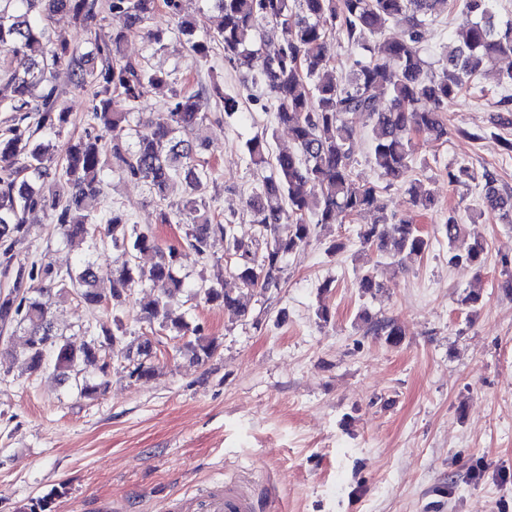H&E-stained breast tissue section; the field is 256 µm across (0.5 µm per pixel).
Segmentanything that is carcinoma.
Here are the masks:
<instances>
[{"label":"carcinoma","instance_id":"carcinoma-1","mask_svg":"<svg viewBox=\"0 0 512 512\" xmlns=\"http://www.w3.org/2000/svg\"><path fill=\"white\" fill-rule=\"evenodd\" d=\"M459 1V45L437 74L423 58L424 27L441 5ZM213 2L220 13L225 57L261 78L276 121L288 127L294 141V149L276 155L265 134L245 145L252 165L271 168L246 201L264 240L261 250L237 236L234 215L218 218L201 197L208 172L198 167L196 148L184 139L204 119L199 112L201 92L170 88L168 111L162 113L160 122L135 132L129 124L130 115L148 96L169 88L166 76L122 55L130 34L150 35L147 23L159 4L180 18L178 31L196 55L208 57V40L197 34L191 20L181 16L182 0H110V10L122 19V25L95 40L93 55L102 63L99 69L86 66L69 40L49 26L59 12L68 14L77 27L89 25L97 15L98 0H0V78L6 77L10 85L7 109L14 113L13 123L0 129V244L4 246L0 254L5 269L14 271V287L28 282L21 295L0 294V325L23 331L31 371L50 367L62 378H72L83 397L92 398L107 386L108 364L102 352L125 336L121 313L127 291L136 281L146 287L139 301L141 320L175 338L192 333L194 339L184 341L181 351L193 361L209 358L215 350L213 341L202 335V327L169 320L170 306L185 288L174 273L179 248H161L151 225L132 224L119 209L112 210L101 226L82 210L84 198L102 193L106 171L114 169L145 181L161 201L181 190L177 209L192 215L183 238L185 246L203 257L210 239L223 237L238 279L247 289L280 288L284 259L336 223L340 213L359 219L378 212L372 223L360 225V244L392 258L420 256L430 241L414 218L387 214L377 204V188L356 179L353 119L366 115L371 120L372 159L387 184L405 186L414 211H431L435 208L431 193L408 180L414 137L421 134L434 143L447 141L448 103L469 88L478 74L493 69L499 57L512 54V20L497 19L495 0ZM268 22L280 25L284 38L277 45L257 49L260 27ZM391 23L405 27V38H385ZM335 33L368 52L365 59L353 63L350 77L333 76L329 39ZM62 65L73 88L96 87L92 112L102 134L69 140L59 174L53 169L52 143H34L32 138L42 131L58 135L67 123L66 113L59 108L56 83ZM447 177L452 187L484 181L486 211L512 223V195L496 186L491 172L479 175L463 165L448 170ZM285 205L288 233L281 235L276 225ZM35 208L54 213L63 238H93L101 232L123 256L110 273L112 322L79 343L54 332L50 298L74 293L86 305L101 304L104 297L96 289L94 265L87 261L76 273L56 270L49 263L11 267L14 249L26 234L24 214ZM444 228L449 262L481 270L484 243L465 240L462 224L451 213ZM147 252L155 253L157 261L145 270L138 259ZM196 288L206 302L224 308L228 319L246 316V305L239 296L224 291L221 278H203ZM356 288L364 296L382 292L386 285L367 271L358 276ZM373 327L391 345L402 340L403 329L393 320L377 321ZM152 354L153 345L147 338L130 358V376L152 375ZM90 367L93 378L85 376Z\"/></svg>","mask_w":512,"mask_h":512}]
</instances>
